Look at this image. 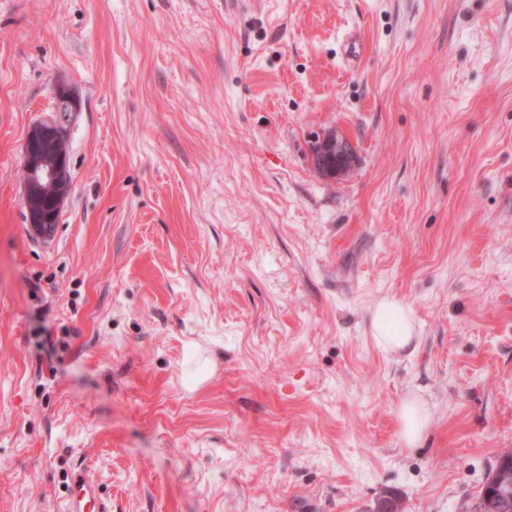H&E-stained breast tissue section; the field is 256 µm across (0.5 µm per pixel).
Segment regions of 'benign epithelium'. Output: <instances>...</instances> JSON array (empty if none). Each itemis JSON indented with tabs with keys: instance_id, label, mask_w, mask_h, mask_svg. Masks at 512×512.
I'll use <instances>...</instances> for the list:
<instances>
[{
	"instance_id": "benign-epithelium-1",
	"label": "benign epithelium",
	"mask_w": 512,
	"mask_h": 512,
	"mask_svg": "<svg viewBox=\"0 0 512 512\" xmlns=\"http://www.w3.org/2000/svg\"><path fill=\"white\" fill-rule=\"evenodd\" d=\"M57 117L41 122L28 132L22 148L24 172V204L28 224L39 235L48 236L55 229L63 203L70 188L68 154L60 149L54 155L46 154V146L66 144L67 125L72 113L79 111L80 104L65 86L55 88ZM314 167L323 175L338 178L351 166L352 156L342 140L328 133L314 142L311 148ZM512 472L497 468L492 472L482 491L481 503L489 512H499L508 507L507 500L494 493V486H507Z\"/></svg>"
}]
</instances>
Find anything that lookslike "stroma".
Listing matches in <instances>:
<instances>
[{"label": "stroma", "instance_id": "35a3bbf8", "mask_svg": "<svg viewBox=\"0 0 512 512\" xmlns=\"http://www.w3.org/2000/svg\"><path fill=\"white\" fill-rule=\"evenodd\" d=\"M60 84L43 237L22 146ZM385 298L417 347L376 346ZM503 448L512 0H0V512L79 470L110 512H471ZM57 117L41 122L28 132L22 148L24 172V204L28 224L39 235L48 236L55 229L63 203L70 188L69 158L63 146L67 139V125L72 112L80 104L73 93L63 85L55 88ZM48 144L61 146L54 155L45 152ZM47 192L50 205L43 204L41 195ZM311 155L314 167L324 176L338 178L351 166V153L335 133L318 138L312 145ZM400 436L408 448H413L429 428L430 413L426 404L417 398H406L398 409Z\"/></svg>", "mask_w": 512, "mask_h": 512}]
</instances>
